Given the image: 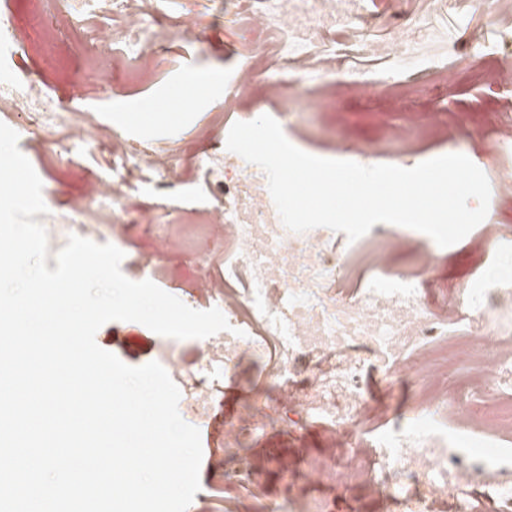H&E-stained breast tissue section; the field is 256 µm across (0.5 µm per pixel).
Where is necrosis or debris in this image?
<instances>
[{
    "instance_id": "1",
    "label": "necrosis or debris",
    "mask_w": 512,
    "mask_h": 512,
    "mask_svg": "<svg viewBox=\"0 0 512 512\" xmlns=\"http://www.w3.org/2000/svg\"><path fill=\"white\" fill-rule=\"evenodd\" d=\"M232 4L242 33L234 82L244 91L264 80L266 99L280 107L274 118L282 128L306 125L307 114L293 106L308 96L310 73L333 77L341 71L344 60L329 38L352 37L363 54L376 52L374 41L353 25L367 16L364 0ZM162 18L161 0H86L71 21L90 51L132 46L151 55L159 44L153 25ZM271 69L276 75L270 79ZM0 111L24 115L44 137L107 152L112 174L96 180L100 211L146 190L155 205L143 221L154 223L169 189L183 181L178 157L82 118L47 97L28 74L0 82ZM473 124L468 112H432L399 127L389 145L370 144L360 155L367 161L396 158L408 144L447 126ZM200 169L211 202L206 221L187 236L221 238L224 262L196 289L223 309L230 329L209 337L192 366L169 344L164 362L187 381L188 402L200 416L214 399L216 377L246 360L275 392L271 400L247 397L224 419L225 512H235L236 493L254 470L245 452L249 435L310 422L325 424L347 446L325 471L308 473L309 483L327 478L357 486L384 496L397 512H475L477 495L495 512H512V279L442 288L434 275L435 245L412 229L377 224L340 250L321 229L288 230L265 172L241 156L214 152ZM37 220L53 254L73 234L103 240L80 204ZM399 252L406 257L401 266ZM371 371L413 391L410 411L383 430L373 427L365 383ZM465 429L481 433L482 447L456 446L454 432Z\"/></svg>"
}]
</instances>
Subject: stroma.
I'll return each instance as SVG.
<instances>
[{"mask_svg": "<svg viewBox=\"0 0 512 512\" xmlns=\"http://www.w3.org/2000/svg\"><path fill=\"white\" fill-rule=\"evenodd\" d=\"M194 8L202 19L204 50L176 38L168 39L164 52L155 56L147 73L132 70L125 54H116L112 60V92L108 95L87 80V72L98 68L101 61L85 54L66 14L55 13L49 25L23 24L18 30L19 39L27 46L19 65L37 74L53 98L182 159L186 181L171 192L170 199L177 217L187 222L198 221L209 203L205 187L196 181L201 159L225 151L235 122L273 110L264 98L262 84H255L247 97L237 100L233 83L214 87L197 82V75L202 73L236 74L240 60L234 52L238 27L228 0H196ZM400 8L426 20L428 35L419 54L407 57L382 50L364 58L352 52L347 57V71L327 80L311 75L308 83L316 88L317 95L310 107L309 128L288 131L290 139L304 152L349 159L362 139L387 137L390 126L401 123L407 113L435 108L471 111L480 123L484 106L512 95V88L491 85L482 78L492 46L501 42L506 27L512 26V0H501L502 15L497 23L473 12L471 0H458L455 10L446 14L437 10L432 0H403L398 7L382 0L377 10L384 18L370 26L369 33L383 48L392 41L393 16ZM443 65L462 71L454 87H446L439 78ZM372 81L399 85L401 93L396 97L369 94L367 85ZM374 114L382 115V122L369 124L368 118ZM0 122L19 132L18 147L42 181L45 204L54 210H68L88 194L91 182L112 171L109 154L94 146L74 148L65 141L43 143L41 136L26 132L23 120L14 114L0 117ZM450 148L476 157L480 169L487 173L496 154L495 135L487 132L471 137L451 127L444 137L420 142L406 162L413 167ZM149 202L144 195L121 201L117 207L128 226L120 245L125 254L121 270L130 280H141L134 259L157 254L162 268L158 286L180 300H188L196 279L218 272L224 244L209 239L196 252L165 248L161 243L163 225L139 221ZM436 275L446 288L494 275L512 277V249L490 244L482 227H475L458 243L440 249ZM95 341L130 366L162 359L163 336L137 322H108L97 331ZM263 387L258 369L251 362H243L232 377L221 380L209 414L195 420L203 456L200 490L188 512H224L221 424L245 396ZM248 446L255 470L250 483L237 495L238 512H261L262 507L283 501L304 486L307 467L341 451L336 434L318 423L261 431L250 437ZM280 460L287 461V471L277 468Z\"/></svg>", "mask_w": 512, "mask_h": 512, "instance_id": "stroma-1", "label": "stroma"}]
</instances>
